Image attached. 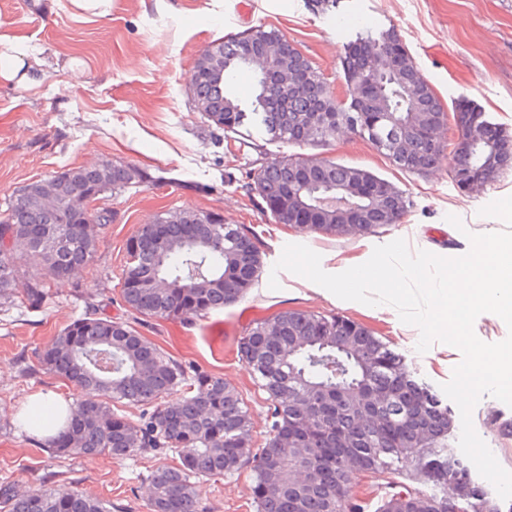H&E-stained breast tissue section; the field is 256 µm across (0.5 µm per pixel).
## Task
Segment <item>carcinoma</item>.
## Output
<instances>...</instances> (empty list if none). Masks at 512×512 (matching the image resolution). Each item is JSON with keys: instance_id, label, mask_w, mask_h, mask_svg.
<instances>
[{"instance_id": "carcinoma-1", "label": "carcinoma", "mask_w": 512, "mask_h": 512, "mask_svg": "<svg viewBox=\"0 0 512 512\" xmlns=\"http://www.w3.org/2000/svg\"><path fill=\"white\" fill-rule=\"evenodd\" d=\"M280 54L257 71L250 57L267 42ZM255 74L250 106L230 90L235 76ZM293 80L296 89L283 95ZM188 81L193 107L211 126L228 133L261 129L285 143L322 142L345 126L370 141L398 167L425 172L452 158L451 168L472 174L481 192L512 167V136L488 121L469 99L454 108L459 139L454 153L433 141L434 115L444 111L393 29L360 31L348 44L343 81L350 102L333 94L327 78L291 42L255 27L208 44ZM322 181L307 185L289 157L249 173L266 209L280 224H304L308 233L344 236L356 214L338 213L316 199L346 189L362 201L398 199L395 221L409 200L392 183L369 171L318 158ZM140 177L135 168L105 161L26 185L7 203L0 221V300L15 298V262L33 258L51 275L84 265L96 251L101 226L111 214L96 211L94 224L65 222L64 209L86 193L97 198L124 191ZM50 191L63 208L49 209L39 195ZM165 227L162 244L155 225ZM126 248L121 297L136 319L172 318L193 323L238 301L262 271L260 251L245 228L206 211H169L142 225ZM31 309L45 290L29 284L21 293ZM238 354L272 404L271 432L255 450L252 466L258 512H367L354 497V472L414 473L419 486L387 482L378 512H501L451 452L452 417L440 396L418 382L403 359L361 324L341 316L289 310L258 320L237 342ZM39 369L87 391L68 411L50 409L45 426L64 422L55 436L36 440L54 459L106 455L151 456L150 512H196L200 480L239 470L248 462L253 422L240 392L223 378L187 367L146 339L131 322L117 321L99 305L67 324L38 355ZM182 388L185 395L167 401ZM143 406L135 424L112 403ZM295 437L288 448L278 437ZM179 457L175 465L167 463ZM4 512H112V503L82 490L65 496L41 485L24 495L0 483Z\"/></svg>"}]
</instances>
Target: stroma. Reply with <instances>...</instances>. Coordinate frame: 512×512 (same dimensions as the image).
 I'll return each mask as SVG.
<instances>
[{
  "label": "stroma",
  "instance_id": "stroma-1",
  "mask_svg": "<svg viewBox=\"0 0 512 512\" xmlns=\"http://www.w3.org/2000/svg\"><path fill=\"white\" fill-rule=\"evenodd\" d=\"M112 0L108 15L77 11L70 0H0V55H24L34 83L0 84V212L25 185L55 172L102 160L128 164L143 179L101 200L112 222L100 232L89 264L65 278L44 274L29 260L15 265L19 283L42 282L47 293L37 309L0 306V482L39 485L56 472L61 493L84 490L111 501L112 512H149L141 455L122 460L79 456L50 458L29 440L18 416L30 395L56 392L82 399L83 391L43 373L37 355L61 328L95 298L104 311L127 320L120 281L125 244L140 225L167 210L211 211L255 235L262 273L236 303L189 327L153 318L140 332L175 359L235 386L249 408L253 447H262L271 426L269 404L237 354L236 343L251 322L285 310L350 318L402 356L417 381L433 390L448 382L460 351L434 343L418 353L420 332L400 321L395 309L335 302L312 282L273 267L285 245L301 243L321 257L325 272L368 260L375 246L405 239L411 251L443 257L467 251V232L505 230L481 215L488 203L512 195V168L484 192L457 187L447 164L423 173L397 167L367 140L343 135L324 143L282 144L258 132L224 134L203 123L187 90L193 62L209 42L262 25L278 30L318 67L334 94L345 98L340 78L345 46L356 32L392 28L450 116L444 139L454 142L451 113L459 98L480 105L491 122L512 135V0H339L321 10L315 0ZM325 157L365 169L391 182L410 200L402 223L357 236L312 233L277 223L245 172L287 156ZM461 224L453 226L449 218ZM280 287H269L270 278ZM477 434L500 465L512 471V436L501 434L512 407L484 396L472 413ZM203 512H256L249 468L207 478L198 487Z\"/></svg>",
  "mask_w": 512,
  "mask_h": 512
}]
</instances>
